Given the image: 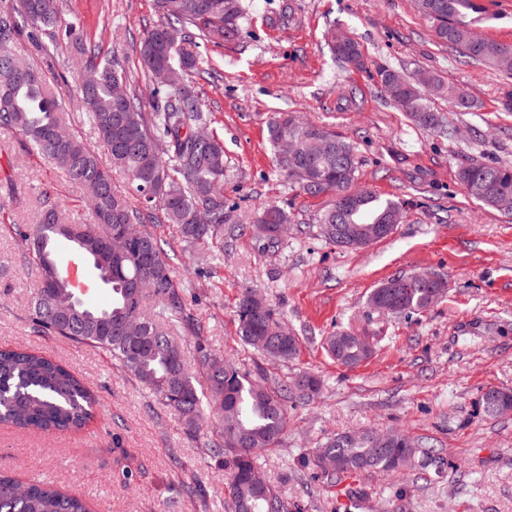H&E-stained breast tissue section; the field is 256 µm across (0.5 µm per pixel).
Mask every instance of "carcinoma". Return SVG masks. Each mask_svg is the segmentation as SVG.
<instances>
[{
  "mask_svg": "<svg viewBox=\"0 0 512 512\" xmlns=\"http://www.w3.org/2000/svg\"><path fill=\"white\" fill-rule=\"evenodd\" d=\"M161 23L147 30L139 43V57L151 75L166 71L165 81L153 87L152 111L130 89L117 102L114 88L129 85L119 62L85 43L80 25L65 23L58 0H12L0 8V128L21 136L23 150L59 169L72 183L83 187L92 223L86 240L77 243L64 233L74 228L64 217L62 204L43 193L37 220L13 224L25 255L39 274L32 321L37 332L109 353L124 369L162 397L175 412L185 433H198L202 422L218 420L217 438L209 452L224 457L227 512H288L286 502L266 481L259 459L277 447L288 425V396L304 400L320 387L319 380L301 374L268 386L219 356L201 339V329L187 312L182 284L174 276L167 253L148 229L151 212H162L182 242L201 251L216 247L224 225L234 232L244 224L236 203L224 196V142L214 132L195 136L208 128L200 91L192 77L205 71L208 61L200 48L221 46L242 33L241 0H157ZM423 13L435 24L436 37L474 62H489L512 75V44L473 35L466 15L478 13L476 0H419ZM41 42L66 40L78 54L80 77L75 92L95 127L112 166L126 172L140 207L112 185L110 170L98 153L87 147L64 117L59 89L66 75L56 76L52 88L46 76L31 65L18 67L15 47L23 36ZM333 50L344 63L363 66L359 44L344 34L330 32ZM384 94L422 128L435 129L439 119L427 106L425 94L448 97V104L465 110L467 95L434 75L411 79L385 66L378 67ZM273 150L288 143L294 148L296 170L288 178L309 195L330 194L333 200L318 216L320 234L342 247L339 230L351 224H388L402 212V204L355 188L357 161L353 146L322 125L295 115L278 113L268 122ZM158 141L168 153L150 151ZM457 179L472 198L499 211L512 212V167L471 162L458 167ZM290 222L288 211L269 205L249 221L255 237L271 244L280 240L279 225ZM72 245V256L88 264L96 275L91 286L112 290L105 308L86 304L56 258L61 241ZM151 277V288H135ZM396 286L392 306L385 307L381 288L368 296V304L381 312H422L438 301L437 286L399 275L386 280ZM155 304L146 306L147 298ZM136 318L141 334L126 336L123 323ZM182 320L198 337L194 363L164 330L172 320ZM236 335L273 361L286 362L297 355V339L279 325L278 311L262 295L245 291L235 310ZM325 350L342 365L359 364L372 347L357 343V336L339 331L325 342ZM207 392H198V378ZM483 410L497 415L512 410V390L490 388L482 395ZM97 404L78 376L63 363L18 347H0V423L25 431L52 434L78 430L90 420ZM332 462L324 471L342 477L368 471L400 472L421 462L427 453L408 436L384 440L374 431L338 432L311 449L307 462L318 466L317 456ZM18 481L0 472V512H89L86 502L51 484H27L15 493Z\"/></svg>",
  "mask_w": 512,
  "mask_h": 512,
  "instance_id": "1",
  "label": "carcinoma"
}]
</instances>
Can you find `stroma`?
Masks as SVG:
<instances>
[{
    "label": "stroma",
    "mask_w": 512,
    "mask_h": 512,
    "mask_svg": "<svg viewBox=\"0 0 512 512\" xmlns=\"http://www.w3.org/2000/svg\"><path fill=\"white\" fill-rule=\"evenodd\" d=\"M468 14L476 33L512 44V0H479ZM243 33L207 46L209 74L197 77L211 127L224 139V193L243 216L270 202L288 205L291 222L279 244L264 248L252 233L225 234L224 256L210 275L163 216L149 226L184 285L187 307L217 354L266 383L310 373L322 382L313 398L289 400L279 447L260 461L288 512H395L407 493L411 512H512V412L484 414L482 393L512 388V215L468 196L456 178L470 161L512 166V111L501 105L512 85L492 66L463 62L435 35L418 0H242ZM63 22L104 54L116 53L133 90L150 104L153 82L137 46L158 24L155 0H60ZM354 38L368 65L341 64L330 29ZM21 59L76 80L74 53L21 42ZM408 76H440L464 90L466 112L430 97L444 128L414 125L385 98L376 67ZM355 90L353 102H339ZM293 112L349 141L357 187L403 205L387 238L345 249L322 237L316 218L330 195L312 196L275 165L267 125ZM19 135L0 129V216L34 223L42 191L57 194L70 220L89 222L76 184L25 154ZM432 273L448 281L428 310L384 314L369 293L396 274ZM37 270L15 236L0 229V345L29 348L71 367L102 406L77 431L53 435L0 424V471L27 482L41 479L85 499L91 512H224V466L210 456L213 427L188 436L164 400L129 375L109 354L45 336L31 322ZM266 297L298 339L285 363L267 361L235 334L234 310L244 289ZM366 337L373 354L355 367L323 348L333 333ZM371 429L399 431L447 459L402 473L364 472L330 482L304 459L330 435ZM131 481H124L125 472ZM200 486L205 500L188 496Z\"/></svg>",
    "instance_id": "obj_1"
}]
</instances>
